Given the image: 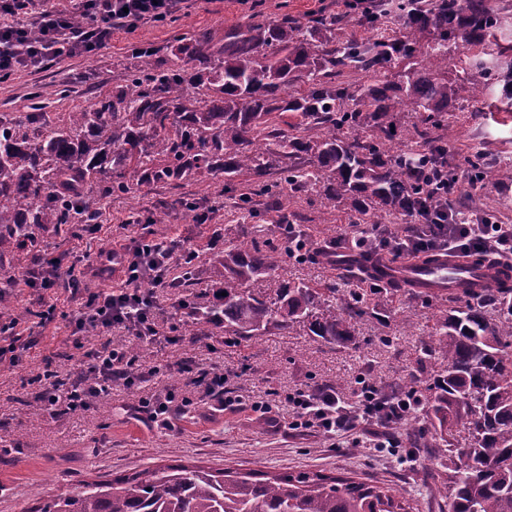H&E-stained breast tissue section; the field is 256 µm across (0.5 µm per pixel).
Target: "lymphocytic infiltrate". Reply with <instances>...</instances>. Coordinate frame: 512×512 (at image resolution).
Segmentation results:
<instances>
[{"label": "lymphocytic infiltrate", "instance_id": "f902f5d3", "mask_svg": "<svg viewBox=\"0 0 512 512\" xmlns=\"http://www.w3.org/2000/svg\"><path fill=\"white\" fill-rule=\"evenodd\" d=\"M185 0H0V82L25 71L42 69L49 60L86 56L112 37L114 29L128 31L165 21L180 10ZM83 17V28L74 27V17ZM38 39H31V31ZM359 244H373L379 251L416 257L431 249L446 255L485 250L498 258L512 260V224H428L423 233L400 232L388 225L354 226ZM195 249L177 241L140 239L122 247L98 252L95 259L80 265L64 257L37 259L19 279L34 292L64 288L80 296L79 311L70 319L74 342L89 330L126 331L138 340H159L156 309L161 291L175 287L174 267L190 268L197 259ZM88 367L63 379L45 370L37 380L35 399L42 410L58 418L86 411L93 400L111 393L114 386L127 388L149 382L134 355L122 346L106 342L87 351ZM295 412L292 428H315L324 435L347 436L360 422L376 418L387 423L403 419L419 405L417 389L402 390L385 399L375 385L361 384L354 404H346L334 389H298L288 394ZM189 397L175 392L139 398L141 420L170 427L172 418L192 406Z\"/></svg>", "mask_w": 512, "mask_h": 512}]
</instances>
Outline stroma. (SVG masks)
<instances>
[{"label": "stroma", "mask_w": 512, "mask_h": 512, "mask_svg": "<svg viewBox=\"0 0 512 512\" xmlns=\"http://www.w3.org/2000/svg\"><path fill=\"white\" fill-rule=\"evenodd\" d=\"M252 10V5L240 4L239 0H201L166 22L147 24L132 33L114 31L111 41L92 56L50 63L40 73L22 72L1 83L0 115L24 111L25 96L34 87L39 88L51 117L69 111L74 104L90 105L98 88H111L120 82L127 68L137 65L136 47L152 45L156 50L154 61L161 64L170 59L171 47L182 34L209 31L223 35L225 29L246 22ZM441 135L453 155L480 143L512 161L511 113L465 111ZM174 193L158 185L133 184L129 194L103 199L98 231H89L80 224L74 235L47 239L46 248L72 260L109 250L114 238L120 236L147 237L195 247L204 262L212 250L247 244L255 238L281 250L286 247L279 225L244 216L228 206L211 223H194L190 215L172 209ZM294 209L307 216L306 227L314 247L334 238L342 242L343 255H352L356 239L350 234L347 211L311 206L302 199L297 200ZM136 210L158 214L162 221L128 223L130 212ZM213 236L218 243L211 249L207 242ZM342 274V267L332 261L300 265L288 258L282 271L255 280L253 288L271 300L282 280L313 285ZM53 302L58 311L55 321L43 326L34 319L22 323L23 332L34 334V343L23 351L17 365L0 364V447L7 450L0 460V512H31L51 495L80 482L105 481L154 462L342 473L402 487L412 500L413 512H445L444 501L430 489L433 481L444 476L440 466L444 456L430 433L421 432L416 460L405 462L388 450L357 446L346 438L294 434L288 428L292 409L285 400L295 389L328 385L351 403L361 379L386 393L409 380L419 390H426L437 370L436 358L423 353L425 328L440 316L441 306L434 300L409 293L372 296L363 314L353 320V340L347 344L321 340L299 325L289 330L273 329L252 340H241L218 329L212 339L206 340L194 336L187 325L178 324V337L169 343L139 344L115 330L91 335L80 349L73 344L67 319L68 314L77 311L78 300L59 289ZM405 317L414 321V329H402ZM104 342L136 346L139 365L155 372L150 385L142 389L114 388L111 395L96 400L89 410L58 419L27 409L34 393L32 381L44 372L46 364H53L64 376L77 374L87 367L86 350ZM185 361L223 372L226 395L269 402L275 405V412L220 410L218 400L202 399L197 390L186 386L178 370ZM169 390L198 401L195 414L175 419L168 428H151L129 413V406L140 396ZM61 444L66 450L60 454L56 448Z\"/></svg>", "instance_id": "1"}]
</instances>
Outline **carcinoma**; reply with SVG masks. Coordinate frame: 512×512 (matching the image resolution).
Wrapping results in <instances>:
<instances>
[{
	"mask_svg": "<svg viewBox=\"0 0 512 512\" xmlns=\"http://www.w3.org/2000/svg\"><path fill=\"white\" fill-rule=\"evenodd\" d=\"M401 20L389 6L353 17L319 12L301 24L286 13L260 16L224 32L177 39L164 68L154 50L122 82L88 107L56 120L25 112L0 120V321L18 320L10 289L25 267L4 258L42 255L43 238L74 233L93 201L142 185L221 181L224 194L250 215L293 224L294 199L343 208L354 224H391L419 214L421 223L455 224L472 194L512 185V166L482 153L454 158L438 131L468 101L482 111L499 89L512 100V61L497 41L504 17L492 0H407ZM362 28L359 37L350 24ZM462 53L478 80L448 79V54ZM416 122L399 124L398 113ZM446 173L462 197L448 213L431 178ZM261 202L256 211L253 199ZM281 252L252 242L213 255L224 282L216 301L192 310L197 336L224 329L251 339L296 325L324 341H351V321L375 288L314 286L283 280L276 299L252 281L281 268ZM448 312L425 351L439 367L424 421L448 453L436 487L448 512H512V284L475 292L454 276L440 294ZM468 448L451 447L458 428ZM394 486L319 472L270 473L157 464L110 481L86 482L40 512H409Z\"/></svg>",
	"mask_w": 512,
	"mask_h": 512,
	"instance_id": "1",
	"label": "carcinoma"
}]
</instances>
